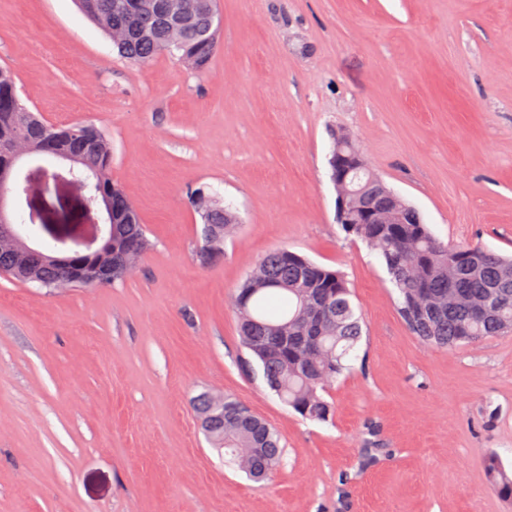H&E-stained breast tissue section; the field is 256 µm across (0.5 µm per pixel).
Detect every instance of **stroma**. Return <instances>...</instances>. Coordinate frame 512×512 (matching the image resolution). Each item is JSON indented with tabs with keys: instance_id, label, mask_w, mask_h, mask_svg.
<instances>
[{
	"instance_id": "obj_1",
	"label": "stroma",
	"mask_w": 512,
	"mask_h": 512,
	"mask_svg": "<svg viewBox=\"0 0 512 512\" xmlns=\"http://www.w3.org/2000/svg\"><path fill=\"white\" fill-rule=\"evenodd\" d=\"M201 70L119 56L76 0H0V68L48 123L93 122L152 249L102 287L0 275V512H512V333L454 349L407 328L385 267L336 222L349 132L442 241L512 256V0H217ZM204 185L239 216L194 257ZM341 271L364 333L303 419L250 364L230 300L269 250ZM230 394L280 435L269 483L226 465L193 400ZM377 436L390 457L356 474ZM353 473L341 483L343 473ZM484 467L494 491L501 498L512 500V469H506L494 455L486 458Z\"/></svg>"
}]
</instances>
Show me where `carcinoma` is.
Instances as JSON below:
<instances>
[{
  "label": "carcinoma",
  "mask_w": 512,
  "mask_h": 512,
  "mask_svg": "<svg viewBox=\"0 0 512 512\" xmlns=\"http://www.w3.org/2000/svg\"><path fill=\"white\" fill-rule=\"evenodd\" d=\"M85 14L112 40L118 53L146 63L160 54L188 66L204 67L217 47L219 16L203 0H180L182 17L172 24L164 0H78ZM25 140L37 155L51 143L80 157L79 170L91 180L89 206L106 198L112 208V246L91 254L87 266H112V280L126 277L132 250L144 257L152 248L138 214L126 212L128 195L111 178L112 145L92 122L53 125L39 118L18 96L14 74L0 68V146ZM7 156L0 155V193L17 192ZM356 210L342 229L362 241L385 264L397 290L399 313L409 331L439 348L476 343L512 331V257L478 245L457 246L437 239L419 212L363 167L350 170ZM385 210L397 224H366L360 208ZM235 212L217 202L202 214L201 237H218L210 261L224 255L235 231ZM41 286L63 291L82 285L51 258L30 257ZM16 258L0 251V273L16 280ZM240 339L256 359L262 377L279 398L303 418L325 422L332 405L323 393L347 369L346 358L362 336L353 292L344 275L286 249L270 251L239 286L232 302ZM200 427L212 447L240 465L249 456L248 475L269 479L283 457L277 433L238 399L204 392L195 398ZM387 454L371 441L362 448L358 471L376 466ZM494 491L512 500V470L491 455L484 462Z\"/></svg>",
  "instance_id": "cac0c4a2"
}]
</instances>
